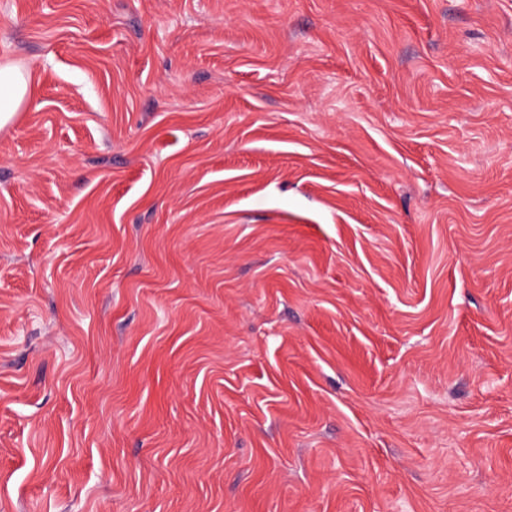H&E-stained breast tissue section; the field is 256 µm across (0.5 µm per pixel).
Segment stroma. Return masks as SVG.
<instances>
[{
  "instance_id": "obj_1",
  "label": "stroma",
  "mask_w": 512,
  "mask_h": 512,
  "mask_svg": "<svg viewBox=\"0 0 512 512\" xmlns=\"http://www.w3.org/2000/svg\"><path fill=\"white\" fill-rule=\"evenodd\" d=\"M0 512H512V0H0ZM29 73L18 65H0V129L8 125L29 94Z\"/></svg>"
}]
</instances>
